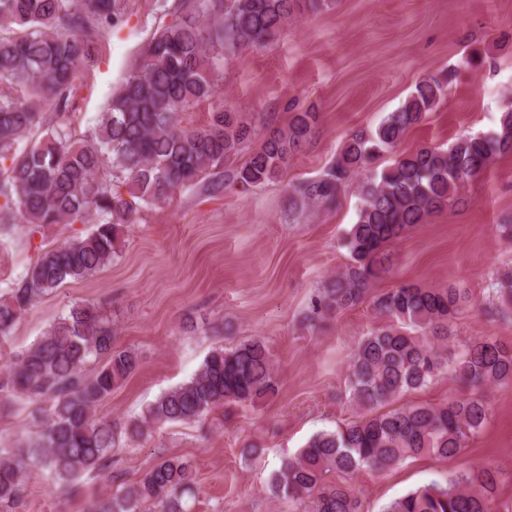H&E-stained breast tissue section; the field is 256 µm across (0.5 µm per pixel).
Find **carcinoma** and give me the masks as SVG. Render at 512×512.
<instances>
[{"label":"carcinoma","mask_w":512,"mask_h":512,"mask_svg":"<svg viewBox=\"0 0 512 512\" xmlns=\"http://www.w3.org/2000/svg\"><path fill=\"white\" fill-rule=\"evenodd\" d=\"M332 0H159L161 21L88 134L75 137L67 109L76 80L94 57L93 33L112 32L126 0H0V222L34 234L51 224H92L43 250L11 287L0 290V345L22 316L63 284L93 277L112 263L124 230L144 209L158 208L184 188L213 181L224 166L247 190L282 179L315 131L319 113L289 107L284 126L259 133L254 122L217 97L228 53L268 46L302 11ZM456 75L416 83L404 104L376 127L347 139L313 180L289 186L292 209L330 205L359 178L357 220L344 239L350 263L312 301L314 321L360 304L387 271V245L458 202L466 183L490 162L512 154V103L496 130L464 133L448 148L421 147L381 170L405 132L435 109ZM211 99L207 124L183 115ZM260 138L248 158L242 149ZM496 312L512 316V277L497 282ZM468 302L462 288L402 285L375 298L388 322L356 346L348 399L359 419L314 435L269 478L275 498L306 512H362L358 492L328 483L363 469L383 472L421 455L452 459L487 420L477 391L512 382V349L490 337L454 347L453 323ZM140 366L139 354L115 342L112 319L97 305L73 304L27 347L0 366V408L33 405L28 433L0 448V512H15L35 470L63 489L89 474L108 477L112 451L156 427L191 423L226 405L255 404L279 385L259 340L214 347L186 381L123 423L99 406ZM472 389L446 403L391 404L429 386L443 371ZM500 473L477 465L408 493L385 512H495ZM192 462L159 453L139 480L90 501L86 512H188L195 496Z\"/></svg>","instance_id":"1"}]
</instances>
